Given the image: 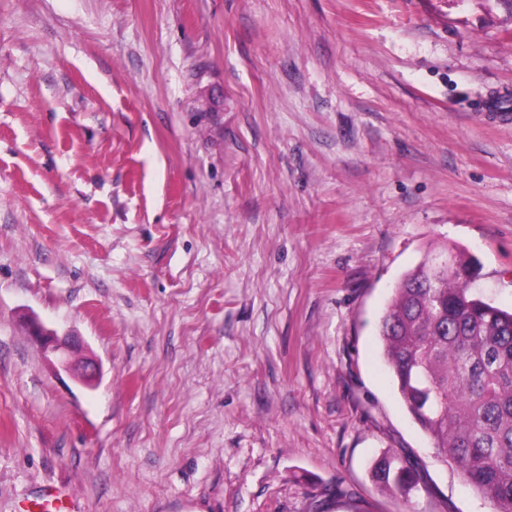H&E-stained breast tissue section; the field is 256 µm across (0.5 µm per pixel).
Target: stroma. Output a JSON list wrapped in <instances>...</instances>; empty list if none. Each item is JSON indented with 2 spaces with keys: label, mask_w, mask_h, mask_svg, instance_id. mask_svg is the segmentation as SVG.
Wrapping results in <instances>:
<instances>
[{
  "label": "stroma",
  "mask_w": 512,
  "mask_h": 512,
  "mask_svg": "<svg viewBox=\"0 0 512 512\" xmlns=\"http://www.w3.org/2000/svg\"><path fill=\"white\" fill-rule=\"evenodd\" d=\"M445 244L512 307V0H0V512H493L380 355ZM31 335L37 342L58 355L60 365L65 370L69 369L68 357L77 345L74 336H59L57 332L40 325L33 326ZM372 478L384 490L407 501L425 486L417 468L407 458L395 453L386 454L375 463Z\"/></svg>",
  "instance_id": "1"
}]
</instances>
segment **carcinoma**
Segmentation results:
<instances>
[{
    "label": "carcinoma",
    "mask_w": 512,
    "mask_h": 512,
    "mask_svg": "<svg viewBox=\"0 0 512 512\" xmlns=\"http://www.w3.org/2000/svg\"><path fill=\"white\" fill-rule=\"evenodd\" d=\"M440 270L424 258L400 278L378 336L397 394L433 448L494 512H512V309L471 288L477 261L454 247ZM373 480L405 501L424 487L417 468L382 456Z\"/></svg>",
    "instance_id": "cac0c4a2"
}]
</instances>
